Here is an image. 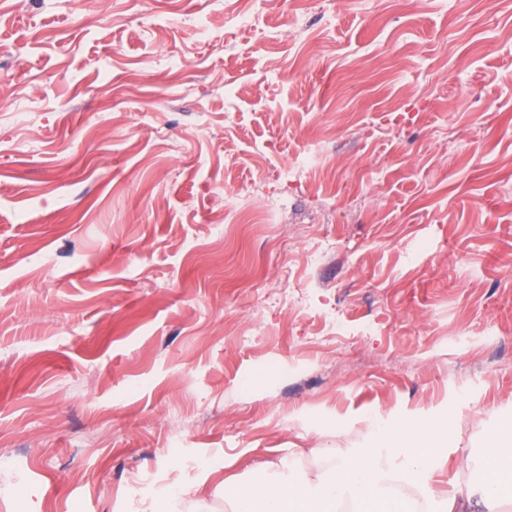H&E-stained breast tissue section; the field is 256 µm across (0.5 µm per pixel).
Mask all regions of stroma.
Returning <instances> with one entry per match:
<instances>
[{
    "instance_id": "35a3bbf8",
    "label": "stroma",
    "mask_w": 512,
    "mask_h": 512,
    "mask_svg": "<svg viewBox=\"0 0 512 512\" xmlns=\"http://www.w3.org/2000/svg\"><path fill=\"white\" fill-rule=\"evenodd\" d=\"M504 420L512 0H0V512Z\"/></svg>"
}]
</instances>
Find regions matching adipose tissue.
<instances>
[{"label": "adipose tissue", "mask_w": 512, "mask_h": 512, "mask_svg": "<svg viewBox=\"0 0 512 512\" xmlns=\"http://www.w3.org/2000/svg\"><path fill=\"white\" fill-rule=\"evenodd\" d=\"M440 432L432 425H394L357 453L316 449V456L333 460V471L238 487L230 512H335L344 502L352 512H415L421 503L428 512H464L473 501L480 512H512V426L490 429L479 481L452 494L433 478L428 443Z\"/></svg>", "instance_id": "obj_1"}]
</instances>
